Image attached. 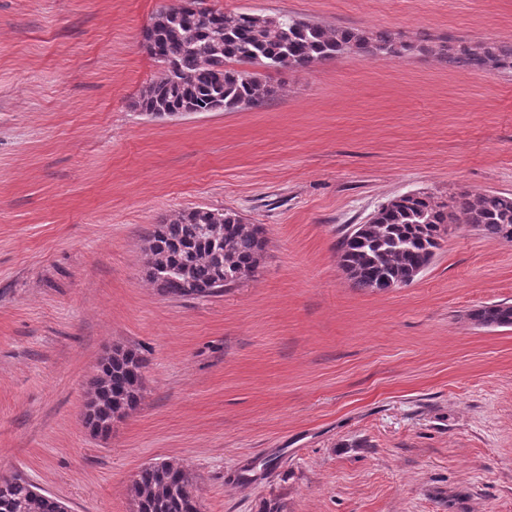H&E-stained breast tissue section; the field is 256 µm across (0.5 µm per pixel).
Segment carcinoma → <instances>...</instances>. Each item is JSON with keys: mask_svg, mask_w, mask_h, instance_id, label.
Segmentation results:
<instances>
[{"mask_svg": "<svg viewBox=\"0 0 512 512\" xmlns=\"http://www.w3.org/2000/svg\"><path fill=\"white\" fill-rule=\"evenodd\" d=\"M149 53L161 64V76L139 97L141 110L161 113L190 108L212 112L257 107L277 89L260 74L229 63L308 67L348 53L401 57L414 49L391 30L325 26L288 16L223 12L203 7L161 14L143 31ZM453 62L480 69L512 70V47L461 44L448 48ZM486 237L512 242V195L462 190L446 202L425 193H404L377 211L375 221L360 224L357 234L337 242L341 266L353 285L372 291L407 286L431 263L440 246L441 226L459 219ZM145 275L163 295L200 298L254 273L265 249L263 230L233 212L203 208L163 217L147 236ZM486 327H511L512 302L499 301L470 313ZM86 409L96 425L108 430L143 399L146 359L137 348L117 347L102 359ZM190 471L175 460L159 468L148 464L132 482L133 500L142 512H190L185 485ZM58 512L59 500L38 496L21 477L0 484V512Z\"/></svg>", "mask_w": 512, "mask_h": 512, "instance_id": "carcinoma-1", "label": "carcinoma"}]
</instances>
